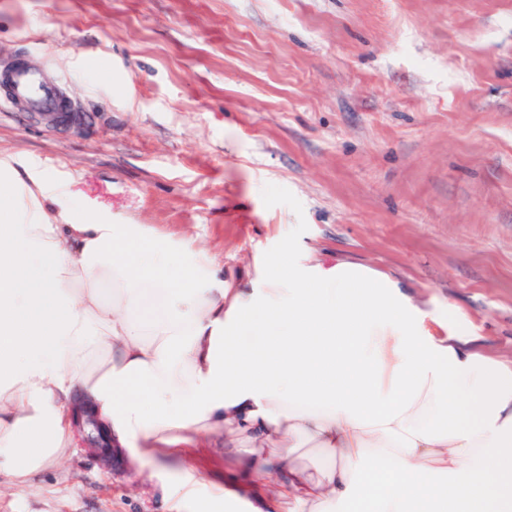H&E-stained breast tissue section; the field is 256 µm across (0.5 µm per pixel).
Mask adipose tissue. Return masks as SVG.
Instances as JSON below:
<instances>
[{
  "label": "adipose tissue",
  "mask_w": 512,
  "mask_h": 512,
  "mask_svg": "<svg viewBox=\"0 0 512 512\" xmlns=\"http://www.w3.org/2000/svg\"><path fill=\"white\" fill-rule=\"evenodd\" d=\"M69 178L0 161V474L64 461L75 397L166 512H512V359L392 278L283 253L238 287L191 237L65 204ZM231 475L200 500L191 450ZM317 449L330 463L300 462Z\"/></svg>",
  "instance_id": "ef3b65f1"
}]
</instances>
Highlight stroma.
<instances>
[{
    "label": "stroma",
    "mask_w": 512,
    "mask_h": 512,
    "mask_svg": "<svg viewBox=\"0 0 512 512\" xmlns=\"http://www.w3.org/2000/svg\"><path fill=\"white\" fill-rule=\"evenodd\" d=\"M87 113L0 107V159L73 205L193 234L237 277L285 248L397 280L512 358V0H0V67ZM200 499L224 439L195 451ZM82 448L0 512H161ZM8 86L4 92L7 101L13 105L25 104L34 120L44 122L48 128L60 123H79L80 112H52L60 107L62 98L57 86L47 82L39 69L28 66L14 67L8 74Z\"/></svg>",
    "instance_id": "obj_1"
}]
</instances>
